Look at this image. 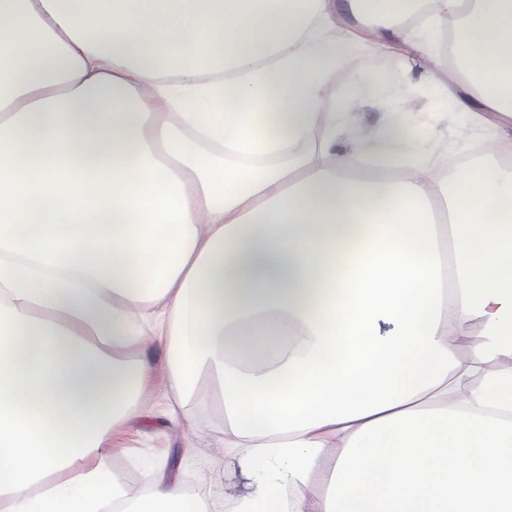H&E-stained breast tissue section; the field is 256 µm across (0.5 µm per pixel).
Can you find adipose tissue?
Instances as JSON below:
<instances>
[{"label": "adipose tissue", "instance_id": "adipose-tissue-1", "mask_svg": "<svg viewBox=\"0 0 512 512\" xmlns=\"http://www.w3.org/2000/svg\"><path fill=\"white\" fill-rule=\"evenodd\" d=\"M419 2L0 0V512H207L102 460L144 307L235 512H512V0ZM350 13L452 30L501 148L447 176L426 123L350 125Z\"/></svg>", "mask_w": 512, "mask_h": 512}]
</instances>
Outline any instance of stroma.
Returning a JSON list of instances; mask_svg holds the SVG:
<instances>
[{"instance_id": "1", "label": "stroma", "mask_w": 512, "mask_h": 512, "mask_svg": "<svg viewBox=\"0 0 512 512\" xmlns=\"http://www.w3.org/2000/svg\"><path fill=\"white\" fill-rule=\"evenodd\" d=\"M448 55L447 41H436L430 51L400 42H391L379 52L358 49L328 83L337 99L349 100L353 78L370 76L389 83L405 82L411 91L393 98L396 113L413 116L429 123L436 143L435 162L445 165L452 154L449 143L465 147L482 144L479 127L458 112L455 94L460 79L454 68L435 71L434 58ZM143 356L157 369L152 400L140 416L122 424L112 436L104 464L128 487L141 490L147 477L160 473L179 482L189 492L204 500L211 512H230L224 496V409L211 394L207 377H200V399L188 419L174 423L167 416L170 401L166 394L164 353L152 334H145Z\"/></svg>"}]
</instances>
